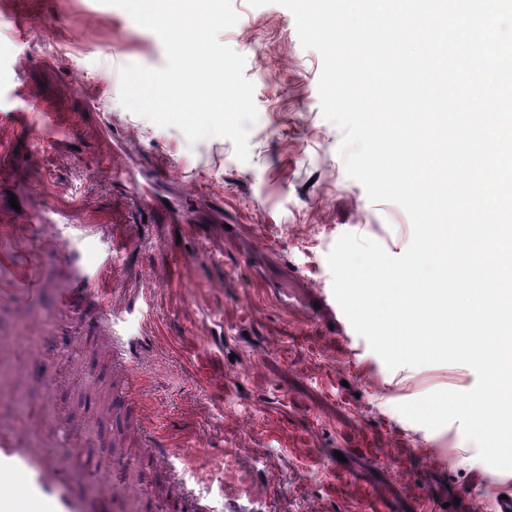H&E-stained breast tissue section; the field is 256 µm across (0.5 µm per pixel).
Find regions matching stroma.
<instances>
[{"label": "stroma", "mask_w": 512, "mask_h": 512, "mask_svg": "<svg viewBox=\"0 0 512 512\" xmlns=\"http://www.w3.org/2000/svg\"><path fill=\"white\" fill-rule=\"evenodd\" d=\"M220 41L242 54L258 119L249 158L230 139L188 143L120 101L119 70L163 67L159 36L105 0H0V251L42 285L34 305L0 298V358L19 378L0 419L79 453L155 427L211 512H432L468 497L487 512L512 470L477 457L459 424L431 430L397 404L467 391L457 363L388 369L341 311L327 255L354 233L393 256L406 212L346 174L342 134L321 111L317 52L285 7L232 0ZM89 235L74 251L72 239ZM92 281L142 342L118 365L106 330L58 300ZM79 336L72 362L53 343ZM135 380L136 406L108 409Z\"/></svg>", "instance_id": "obj_1"}]
</instances>
